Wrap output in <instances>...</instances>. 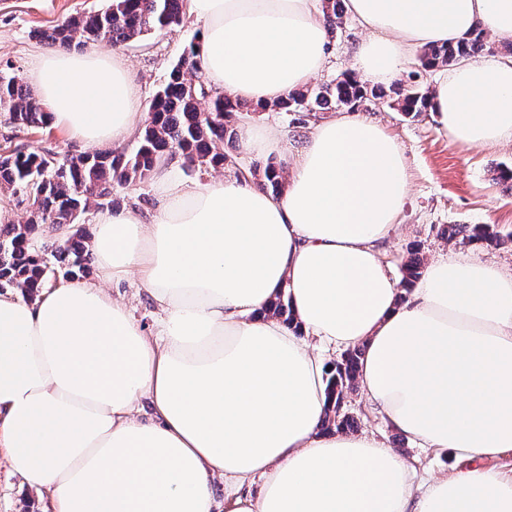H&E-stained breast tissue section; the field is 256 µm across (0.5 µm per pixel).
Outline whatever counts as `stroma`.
Returning <instances> with one entry per match:
<instances>
[{"mask_svg":"<svg viewBox=\"0 0 512 512\" xmlns=\"http://www.w3.org/2000/svg\"><path fill=\"white\" fill-rule=\"evenodd\" d=\"M105 0H0V70H11L27 78L38 53L47 51V43L32 38L35 30H46L67 17L103 7ZM201 25L192 15H184L180 26L148 35L144 40L119 47L100 43L103 51H115L127 59L135 74L141 107L163 82L170 64L184 47L200 33ZM367 33L352 18H345L342 29L330 41L331 56L315 85L332 82L350 70L355 46ZM365 116L382 126L402 146L408 166L409 194L399 226L382 250V261L393 276H400L401 264L410 243L420 245L424 261L454 251L474 259H492L506 273H512V243L497 248L469 244L456 239L447 241L437 230L451 224H489L504 234H512V186L498 182L495 170L512 168V144L499 147L463 148L452 143L433 112L412 118L388 104L366 109ZM325 113L245 112L241 126L276 127L288 152L300 149L313 120H325ZM19 146L29 150L52 149L77 155L84 147L60 129L20 130L0 112V147ZM112 194L118 207L138 212L151 221L159 206V188L154 178L114 185ZM114 297L125 299L135 318L148 335L157 331L158 311L140 284L131 278L113 286ZM349 407L360 419V428L382 438L390 447L401 450L407 462L422 476L452 474L464 470L466 461L449 452L422 448L408 442L382 418L377 407L363 397L352 396ZM47 498L30 492L26 481L14 473L6 449L0 447V512H47Z\"/></svg>","mask_w":512,"mask_h":512,"instance_id":"1","label":"stroma"}]
</instances>
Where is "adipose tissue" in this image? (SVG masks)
Masks as SVG:
<instances>
[{
    "label": "adipose tissue",
    "instance_id": "1",
    "mask_svg": "<svg viewBox=\"0 0 512 512\" xmlns=\"http://www.w3.org/2000/svg\"><path fill=\"white\" fill-rule=\"evenodd\" d=\"M218 92L273 103L329 62L317 0H188ZM368 30L353 53L389 83L413 51L478 28L512 41V0H345ZM29 82L49 125L88 147L142 119L125 61L39 54ZM432 109L464 147L512 142V58L463 60ZM284 190L159 170L145 224L100 211L94 279L30 300L0 294V447L50 512H512V274L445 255L402 290L381 249L408 194L400 144L362 114L313 125ZM139 277L159 308L146 335L112 283ZM284 295L296 321L267 312ZM362 348L359 392L424 448L470 461L421 478L375 434L327 433V352ZM260 482L258 494L244 487Z\"/></svg>",
    "mask_w": 512,
    "mask_h": 512
}]
</instances>
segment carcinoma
<instances>
[{
    "instance_id": "carcinoma-1",
    "label": "carcinoma",
    "mask_w": 512,
    "mask_h": 512,
    "mask_svg": "<svg viewBox=\"0 0 512 512\" xmlns=\"http://www.w3.org/2000/svg\"><path fill=\"white\" fill-rule=\"evenodd\" d=\"M339 0H322L329 33L342 25ZM184 0H108L106 7L72 16L49 32L35 37L48 44L69 48L90 42L123 46L144 36L161 32L182 22ZM192 41L173 64L153 95L148 120L138 130V145L131 153L96 150L80 155L52 150L28 151L9 146L0 152V191L21 195L30 203L27 218L20 224L0 226V288H19L32 300L48 285L55 268L27 247L30 238L45 224L67 228L64 244L53 254L71 277H85L90 269L86 215L93 209L117 205L110 194L113 183L126 184L149 177L163 157L180 158L183 165L198 170H218L233 163L224 144L235 143L245 104L212 90L191 74L202 73V60ZM485 49V32L448 45H428L420 58L424 70L449 67ZM393 106L406 116L426 112L432 91L415 82L399 81ZM385 98L384 91L362 85L346 72L333 82L314 89L294 91L272 105L259 104L262 112H321L334 104L355 112ZM0 111L19 128L47 127L46 111L17 76L0 75ZM261 177L263 186L278 194L282 190V165L270 161L263 169H249ZM452 240L462 236L491 247L504 243L503 236L488 225L457 224L438 229ZM423 259L412 247L402 267L401 287L407 289L420 277ZM361 350L351 349L331 362L328 398L331 414L324 430L353 431L357 421L345 411L347 398L355 392Z\"/></svg>"
}]
</instances>
